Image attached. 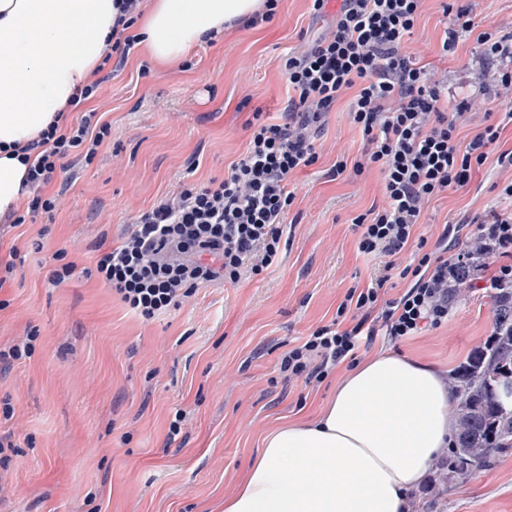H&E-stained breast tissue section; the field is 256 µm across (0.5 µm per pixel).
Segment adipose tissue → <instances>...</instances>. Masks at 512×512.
Instances as JSON below:
<instances>
[{
    "instance_id": "obj_1",
    "label": "adipose tissue",
    "mask_w": 512,
    "mask_h": 512,
    "mask_svg": "<svg viewBox=\"0 0 512 512\" xmlns=\"http://www.w3.org/2000/svg\"><path fill=\"white\" fill-rule=\"evenodd\" d=\"M262 8V0H150L137 32L152 61L172 66ZM116 16L115 0H0V216L27 194V167L13 146L64 121ZM453 404L431 366L377 355L314 421L267 434L224 512H401L450 441Z\"/></svg>"
}]
</instances>
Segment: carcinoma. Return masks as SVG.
Wrapping results in <instances>:
<instances>
[{"label": "carcinoma", "instance_id": "carcinoma-1", "mask_svg": "<svg viewBox=\"0 0 512 512\" xmlns=\"http://www.w3.org/2000/svg\"><path fill=\"white\" fill-rule=\"evenodd\" d=\"M492 310L499 336L471 354L453 383L458 419L450 473L472 470L494 451L512 448V403L499 398L500 385L512 381V288L497 291Z\"/></svg>", "mask_w": 512, "mask_h": 512}]
</instances>
